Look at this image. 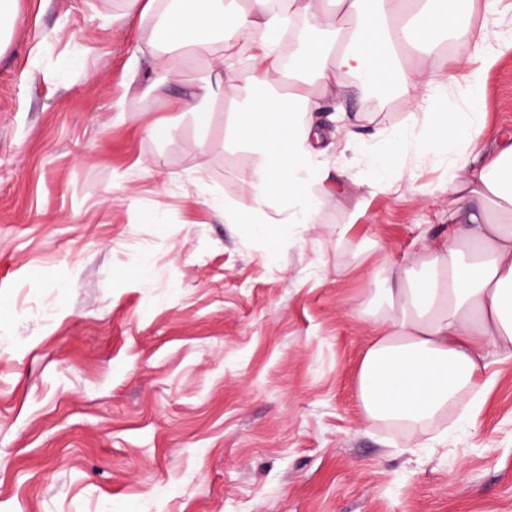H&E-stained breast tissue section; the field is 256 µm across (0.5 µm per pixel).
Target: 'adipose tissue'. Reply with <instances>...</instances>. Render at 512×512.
Wrapping results in <instances>:
<instances>
[{"label": "adipose tissue", "instance_id": "obj_1", "mask_svg": "<svg viewBox=\"0 0 512 512\" xmlns=\"http://www.w3.org/2000/svg\"><path fill=\"white\" fill-rule=\"evenodd\" d=\"M481 8L482 0H288L283 9L269 0H125V18L146 29L167 65L221 41L225 55L171 104L203 126L218 102L228 105V138L256 158L245 175L254 207L275 208L281 223L317 221L311 187L332 144L316 114L348 87L411 94L405 125L374 158L377 188L391 187L388 172L409 157L449 150L447 236L422 245L412 266L389 269L385 292L363 305L382 331L361 354L357 398L368 417L404 428L472 404L490 352L512 356V133L484 153L471 149L484 128L483 77L496 62L487 28L472 24ZM333 11L348 28L326 23ZM444 32L464 53L443 76L406 48ZM241 45L251 61L243 85L233 56ZM450 97L452 109L443 105Z\"/></svg>", "mask_w": 512, "mask_h": 512}]
</instances>
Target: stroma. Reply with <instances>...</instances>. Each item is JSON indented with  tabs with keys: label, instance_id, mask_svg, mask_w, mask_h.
<instances>
[{
	"label": "stroma",
	"instance_id": "obj_1",
	"mask_svg": "<svg viewBox=\"0 0 512 512\" xmlns=\"http://www.w3.org/2000/svg\"><path fill=\"white\" fill-rule=\"evenodd\" d=\"M124 8L17 0L0 29V512H512L511 357L485 369L472 427L457 409L409 431L357 400L378 331L361 305L447 233L452 202L444 155L374 185L399 92L319 113L361 114L357 138L344 174L323 160L317 223L276 225L273 252L214 206L252 205L226 112L202 129L168 102L213 53L157 96ZM482 106L484 140L512 132L511 50Z\"/></svg>",
	"mask_w": 512,
	"mask_h": 512
}]
</instances>
